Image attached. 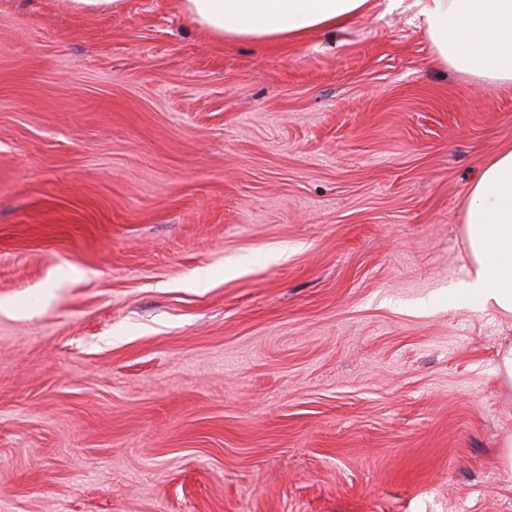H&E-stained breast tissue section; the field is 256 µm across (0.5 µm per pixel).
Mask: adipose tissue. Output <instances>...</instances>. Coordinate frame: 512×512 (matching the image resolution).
<instances>
[{
  "label": "adipose tissue",
  "mask_w": 512,
  "mask_h": 512,
  "mask_svg": "<svg viewBox=\"0 0 512 512\" xmlns=\"http://www.w3.org/2000/svg\"><path fill=\"white\" fill-rule=\"evenodd\" d=\"M436 58L487 83H512V0H415ZM218 40L296 41L367 14L373 0H180ZM472 270L449 299L512 313V144L485 164L465 204Z\"/></svg>",
  "instance_id": "1"
}]
</instances>
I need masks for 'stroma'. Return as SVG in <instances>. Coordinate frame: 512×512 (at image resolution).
I'll list each match as a JSON object with an SVG mask.
<instances>
[{
	"instance_id": "obj_1",
	"label": "stroma",
	"mask_w": 512,
	"mask_h": 512,
	"mask_svg": "<svg viewBox=\"0 0 512 512\" xmlns=\"http://www.w3.org/2000/svg\"><path fill=\"white\" fill-rule=\"evenodd\" d=\"M508 143L413 0H0V512H512V314L448 302ZM73 7L84 14L118 12L124 8L125 0H70ZM181 10L218 40L297 41L367 14L372 0H179Z\"/></svg>"
}]
</instances>
